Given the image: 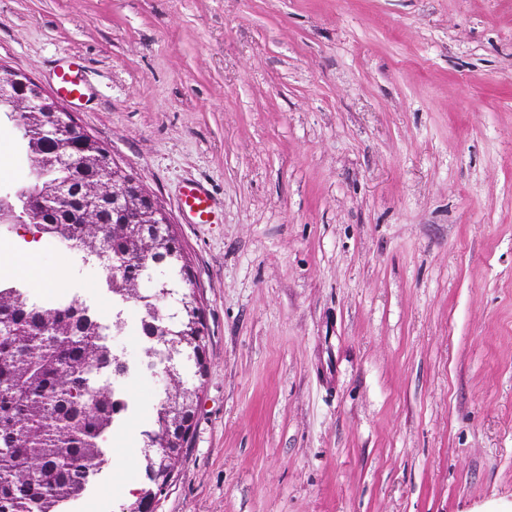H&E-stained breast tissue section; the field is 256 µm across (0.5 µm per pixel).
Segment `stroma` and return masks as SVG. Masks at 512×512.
Returning a JSON list of instances; mask_svg holds the SVG:
<instances>
[{
  "mask_svg": "<svg viewBox=\"0 0 512 512\" xmlns=\"http://www.w3.org/2000/svg\"><path fill=\"white\" fill-rule=\"evenodd\" d=\"M161 203L209 359L156 512H512V0H0V67L51 92ZM203 183L214 223L179 209ZM0 120V192L29 184ZM112 319L106 271L37 242ZM111 349L130 449L73 512H120L163 391L139 303ZM54 75V91L62 98L81 101L93 94L84 65L77 58H65L56 66Z\"/></svg>",
  "mask_w": 512,
  "mask_h": 512,
  "instance_id": "obj_1",
  "label": "stroma"
}]
</instances>
